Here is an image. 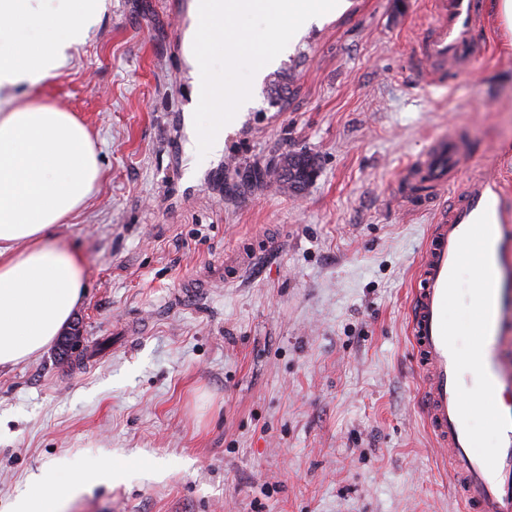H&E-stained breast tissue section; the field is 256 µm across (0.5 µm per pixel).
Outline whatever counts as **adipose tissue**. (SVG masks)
Returning a JSON list of instances; mask_svg holds the SVG:
<instances>
[{
  "label": "adipose tissue",
  "instance_id": "1",
  "mask_svg": "<svg viewBox=\"0 0 512 512\" xmlns=\"http://www.w3.org/2000/svg\"><path fill=\"white\" fill-rule=\"evenodd\" d=\"M105 8V0H0V367L45 350L77 307L83 269L57 229L83 209L101 176L73 113L15 90L56 76ZM110 476L92 470L74 483L58 461L13 512H60L65 493Z\"/></svg>",
  "mask_w": 512,
  "mask_h": 512
}]
</instances>
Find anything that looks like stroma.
<instances>
[{"mask_svg":"<svg viewBox=\"0 0 512 512\" xmlns=\"http://www.w3.org/2000/svg\"><path fill=\"white\" fill-rule=\"evenodd\" d=\"M348 2L200 163L193 0H108L57 77L17 88L80 118L104 176L58 228L84 358L0 368V512L60 458L125 467L62 512H464L408 330L434 213L398 182L453 133L512 184V51L488 0L480 58L427 87L429 0ZM294 151L318 160L299 194L263 176Z\"/></svg>","mask_w":512,"mask_h":512,"instance_id":"1","label":"stroma"}]
</instances>
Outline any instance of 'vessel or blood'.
<instances>
[{
    "label": "vessel or blood",
    "mask_w": 512,
    "mask_h": 512,
    "mask_svg": "<svg viewBox=\"0 0 512 512\" xmlns=\"http://www.w3.org/2000/svg\"><path fill=\"white\" fill-rule=\"evenodd\" d=\"M433 18L418 43L425 82L474 64L485 15L483 0H433ZM471 155L455 135L438 137L400 180V195L410 207L437 208L456 183L464 189L438 209L420 261L412 294L409 333L423 381L425 417L448 464L465 512H512V187L469 173ZM470 267L474 310L457 301L455 285ZM470 331L473 348L462 356L461 331ZM476 383L480 405L464 394ZM490 418L498 453L487 457L471 425L475 411Z\"/></svg>",
    "instance_id": "obj_1"
}]
</instances>
